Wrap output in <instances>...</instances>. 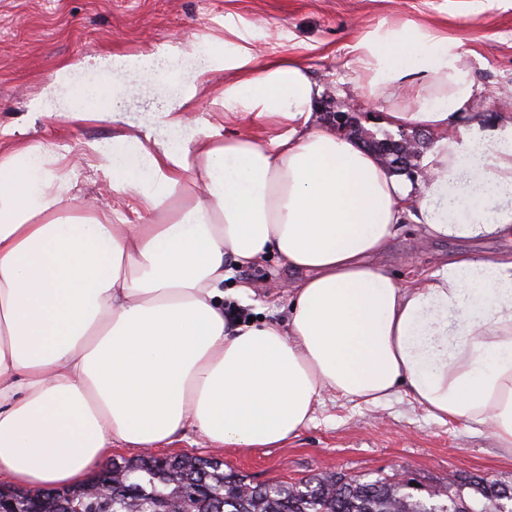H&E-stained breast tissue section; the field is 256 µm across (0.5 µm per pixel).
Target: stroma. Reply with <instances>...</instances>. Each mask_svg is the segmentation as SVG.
<instances>
[{
    "mask_svg": "<svg viewBox=\"0 0 512 512\" xmlns=\"http://www.w3.org/2000/svg\"><path fill=\"white\" fill-rule=\"evenodd\" d=\"M384 23H407L459 40L470 52L482 121L491 124L500 113L512 112V99L500 96L501 90H512V0H0V155L29 145L65 155L78 178L79 207L134 217L135 200L91 170L87 145L131 127H154L160 100L191 82V61L183 59L171 79L145 72L118 75L123 109L117 123H73L30 113L29 101L66 62L86 54L156 53L176 44L208 53L228 40L249 47L259 60L289 56L308 67L322 87L313 114L320 124L326 107L350 111L359 103L355 46ZM223 89V72L211 73L189 120L226 126L242 136L266 135L257 120L225 122ZM460 251L492 258L511 254L512 241L425 243L409 222L377 262L409 282ZM298 278L271 255L259 266L236 271L225 285L253 284L256 295L247 316L279 325L288 316L285 284ZM163 452L217 456L254 484L331 471L368 479L399 472L423 488L452 475L512 481V455L487 433L435 421L402 395L384 408L326 401L312 424L276 448L218 450L189 429Z\"/></svg>",
    "mask_w": 512,
    "mask_h": 512,
    "instance_id": "stroma-1",
    "label": "stroma"
}]
</instances>
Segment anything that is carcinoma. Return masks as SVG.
<instances>
[{
  "label": "carcinoma",
  "instance_id": "cac0c4a2",
  "mask_svg": "<svg viewBox=\"0 0 512 512\" xmlns=\"http://www.w3.org/2000/svg\"><path fill=\"white\" fill-rule=\"evenodd\" d=\"M97 478L114 483L98 499L63 488L25 492L19 512H512V483L480 475L421 490L380 474L363 481L340 472L298 482L251 485L246 475L224 470L215 457L172 460L122 458ZM206 487L211 494L201 496Z\"/></svg>",
  "mask_w": 512,
  "mask_h": 512
}]
</instances>
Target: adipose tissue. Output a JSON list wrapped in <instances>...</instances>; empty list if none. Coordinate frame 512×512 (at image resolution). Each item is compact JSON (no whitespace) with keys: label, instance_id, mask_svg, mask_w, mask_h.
<instances>
[{"label":"adipose tissue","instance_id":"ef3b65f1","mask_svg":"<svg viewBox=\"0 0 512 512\" xmlns=\"http://www.w3.org/2000/svg\"><path fill=\"white\" fill-rule=\"evenodd\" d=\"M357 50L381 123L433 136L420 187L312 123L321 88L303 63L230 43L197 55L158 113L169 137L89 143L91 168L139 202L136 220L76 206L73 170L41 147L0 158V475L75 485L113 446L160 448L187 429L217 448L278 446L327 394L378 407L402 392L512 454V257L460 253L406 284L375 263L408 217L426 240H512V113L482 129L456 40L380 26ZM185 53L72 60L29 108L118 122L99 86L74 101L63 89L87 69L107 83L166 72ZM213 70L225 114L271 136L179 137ZM271 253L302 275L285 323L234 322L225 300L255 291L225 280Z\"/></svg>","mask_w":512,"mask_h":512}]
</instances>
